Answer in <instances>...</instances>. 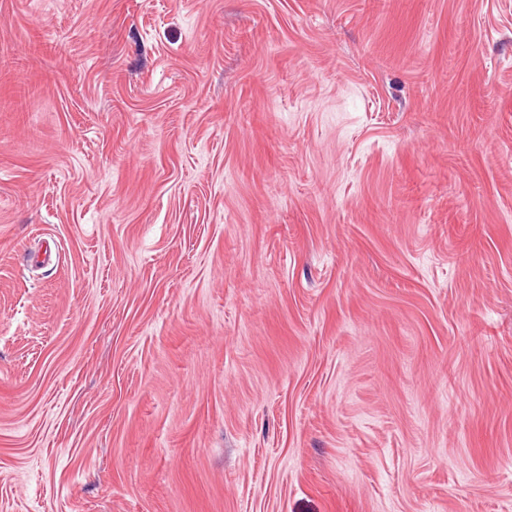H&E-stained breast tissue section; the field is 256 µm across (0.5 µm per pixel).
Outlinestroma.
<instances>
[{"mask_svg": "<svg viewBox=\"0 0 512 512\" xmlns=\"http://www.w3.org/2000/svg\"><path fill=\"white\" fill-rule=\"evenodd\" d=\"M0 512H512V0H0Z\"/></svg>", "mask_w": 512, "mask_h": 512, "instance_id": "obj_1", "label": "stroma"}]
</instances>
